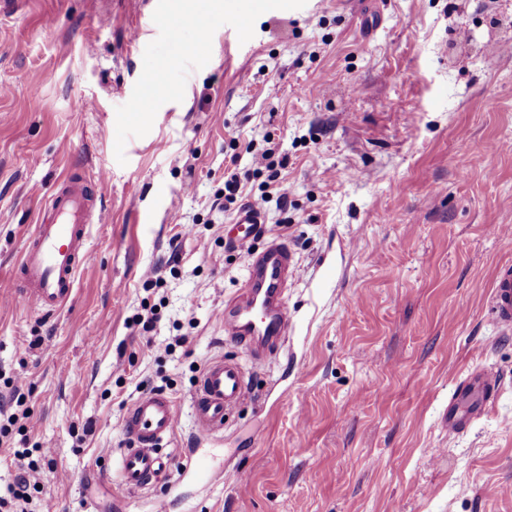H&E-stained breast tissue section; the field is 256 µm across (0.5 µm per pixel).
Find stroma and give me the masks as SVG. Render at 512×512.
<instances>
[{"label":"stroma","instance_id":"1","mask_svg":"<svg viewBox=\"0 0 512 512\" xmlns=\"http://www.w3.org/2000/svg\"><path fill=\"white\" fill-rule=\"evenodd\" d=\"M186 2L0 0V280L71 171L101 177L107 216L59 313L0 287V409L18 417L0 491L33 460L26 512H512V331L488 309L512 266V0ZM158 65L154 111H129ZM248 142L284 161L288 202L266 204L252 249L293 251L294 329L200 440L205 363L249 359L224 337L249 263L226 244L224 177L247 200L270 179ZM483 367L493 407L448 435L440 413ZM157 386L179 402L170 466L130 496L122 419ZM197 444L225 472L204 488L183 475Z\"/></svg>","mask_w":512,"mask_h":512}]
</instances>
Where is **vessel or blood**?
<instances>
[{
    "label": "vessel or blood",
    "instance_id": "vessel-or-blood-1",
    "mask_svg": "<svg viewBox=\"0 0 512 512\" xmlns=\"http://www.w3.org/2000/svg\"><path fill=\"white\" fill-rule=\"evenodd\" d=\"M99 197L98 180L68 176L59 181L48 200L54 220L35 225L11 278L15 303L34 305L49 315L64 308L90 258L86 248L90 229L105 221ZM262 221L260 208L245 205L235 219L234 245H245L258 236ZM294 271V255L285 243L272 242L253 255L250 276L240 296L224 308L226 334L250 347L252 363L247 366L221 355L206 363L192 396L200 434L223 430L225 417L251 394L250 367L274 362L277 351L287 342L292 324L282 294ZM489 303L498 325L512 329L511 266L497 271ZM500 385V376L489 368L468 375L442 412V427L452 434L465 432L476 416L489 410ZM176 423V403L162 392L142 394L128 408L122 421L126 444L119 458L125 490L136 493L149 488L167 470L169 461L161 448L174 435Z\"/></svg>",
    "mask_w": 512,
    "mask_h": 512
}]
</instances>
